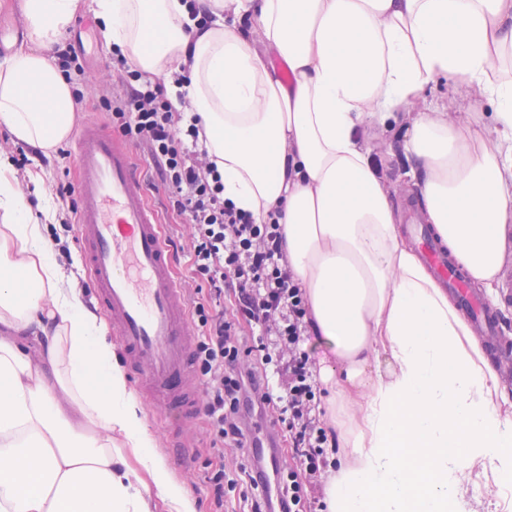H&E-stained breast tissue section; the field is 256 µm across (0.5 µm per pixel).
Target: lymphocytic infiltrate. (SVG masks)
<instances>
[{"label": "lymphocytic infiltrate", "instance_id": "lymphocytic-infiltrate-1", "mask_svg": "<svg viewBox=\"0 0 512 512\" xmlns=\"http://www.w3.org/2000/svg\"><path fill=\"white\" fill-rule=\"evenodd\" d=\"M114 62L123 91L106 105L112 125L146 147L173 209L187 217L192 271L206 287L192 317L211 447L218 453L228 444L244 448L249 416L267 411L298 457L296 466L280 470L273 495L261 460L219 469L209 479L214 512H223L225 491L243 486L250 512H305L309 491L333 462L316 416L307 299L282 252L281 227L257 223L225 201L224 180L198 127L173 110L165 84L143 80L124 54ZM228 291L235 311L227 319L212 305ZM245 324L250 334H242Z\"/></svg>", "mask_w": 512, "mask_h": 512}]
</instances>
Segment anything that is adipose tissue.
<instances>
[{
  "label": "adipose tissue",
  "mask_w": 512,
  "mask_h": 512,
  "mask_svg": "<svg viewBox=\"0 0 512 512\" xmlns=\"http://www.w3.org/2000/svg\"><path fill=\"white\" fill-rule=\"evenodd\" d=\"M80 5L21 0L27 41L0 61V122L46 153L74 127L53 52ZM96 15L196 118L225 199L282 226L329 344L315 369L343 456L327 512H466L464 472L512 474V410L471 324L405 244L366 135L429 86L468 90L463 120L409 118L402 151L423 223L494 294L512 230V0H97ZM54 215L33 213L0 161V512H196L103 318L65 276Z\"/></svg>",
  "instance_id": "adipose-tissue-1"
}]
</instances>
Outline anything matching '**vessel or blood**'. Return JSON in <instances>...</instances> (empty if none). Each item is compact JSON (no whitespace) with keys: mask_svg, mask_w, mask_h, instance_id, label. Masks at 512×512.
<instances>
[{"mask_svg":"<svg viewBox=\"0 0 512 512\" xmlns=\"http://www.w3.org/2000/svg\"><path fill=\"white\" fill-rule=\"evenodd\" d=\"M73 144L76 237L95 298L126 354L138 390L161 409L177 411V426L185 428L197 395L192 336L163 229L137 175L135 155L122 138L96 121L82 125ZM410 234L478 334L495 353L511 357L512 338L471 290L462 269L425 226L412 224Z\"/></svg>","mask_w":512,"mask_h":512,"instance_id":"obj_1","label":"vessel or blood"}]
</instances>
